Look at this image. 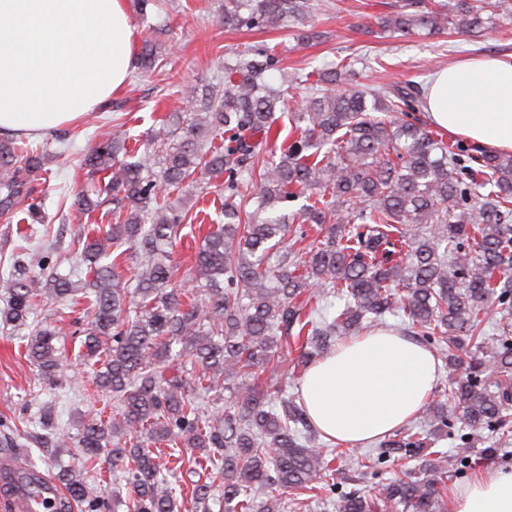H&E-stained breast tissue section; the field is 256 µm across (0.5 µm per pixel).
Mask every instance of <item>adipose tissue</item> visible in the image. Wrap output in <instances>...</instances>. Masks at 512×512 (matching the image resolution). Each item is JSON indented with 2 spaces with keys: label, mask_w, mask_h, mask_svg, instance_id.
I'll list each match as a JSON object with an SVG mask.
<instances>
[{
  "label": "adipose tissue",
  "mask_w": 512,
  "mask_h": 512,
  "mask_svg": "<svg viewBox=\"0 0 512 512\" xmlns=\"http://www.w3.org/2000/svg\"><path fill=\"white\" fill-rule=\"evenodd\" d=\"M138 34L126 0H0V134L73 125L121 89ZM429 122L474 146L512 153V56H469L435 71ZM434 353L378 328L340 341L307 370L301 398L328 439L363 446L401 428L435 389ZM448 512H512V466L459 487Z\"/></svg>",
  "instance_id": "obj_1"
}]
</instances>
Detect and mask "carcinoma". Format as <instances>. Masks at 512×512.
<instances>
[{
  "instance_id": "carcinoma-1",
  "label": "carcinoma",
  "mask_w": 512,
  "mask_h": 512,
  "mask_svg": "<svg viewBox=\"0 0 512 512\" xmlns=\"http://www.w3.org/2000/svg\"><path fill=\"white\" fill-rule=\"evenodd\" d=\"M508 0H455L431 8L403 0L382 21L402 36L452 26L477 32ZM310 0H224L220 22L234 29L304 23ZM162 63L160 46L144 42L133 68ZM275 56L241 52L224 68V88L184 92L188 111L165 116V138L140 147L104 132L83 158L104 185L114 223L79 229L70 277L37 275L17 264L5 279L0 330L21 337L25 355L49 386L67 361L59 346L65 310L86 303L72 321L92 383L76 435L40 410L43 443L78 449L81 464L53 461L65 496L54 512H177L185 493L196 512H210L214 490L224 512H287L288 496L322 484L336 512H438L451 463L431 449L425 426L462 424L473 438L487 429L512 436V154L466 148L427 127L425 88L396 83L383 98L370 89L332 92L356 72L348 59L307 74L295 86L302 107L291 113L299 136L260 170L254 158L273 137L282 91L267 81ZM328 85L312 92L311 78ZM377 112H398L394 121ZM38 148L0 141V210L30 199L44 171ZM224 179V203L210 220L192 273L178 277L174 249L186 213L169 200L198 185L195 174ZM256 205L236 203L241 188ZM304 200L296 209L288 203ZM318 227V245L281 249L286 233L301 242ZM500 317L486 321L488 307ZM58 307L55 325L37 319ZM392 316L409 336L435 348L454 380L422 421L352 449L361 474L373 475L397 453L422 459L421 475L396 478L374 494L336 493L334 461L303 404L270 393L261 375H297L336 341ZM480 341L484 358L464 351ZM112 396V411L97 408ZM214 394L209 409L201 394ZM119 474L112 500L93 487L102 464ZM187 466L186 489L169 477Z\"/></svg>"
}]
</instances>
